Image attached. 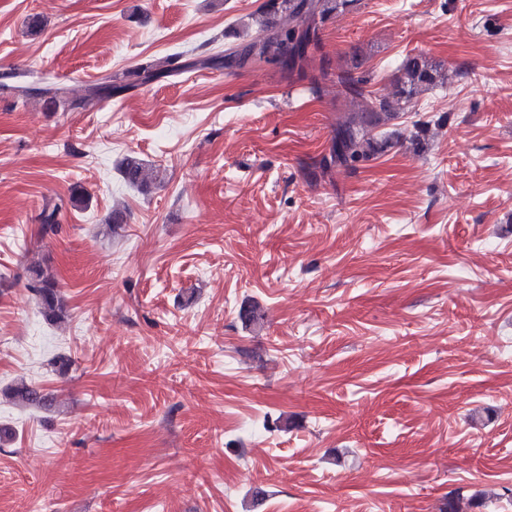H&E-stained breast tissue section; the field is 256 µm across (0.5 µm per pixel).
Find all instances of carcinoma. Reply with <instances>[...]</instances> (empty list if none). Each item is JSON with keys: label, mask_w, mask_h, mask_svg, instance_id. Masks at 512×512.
<instances>
[{"label": "carcinoma", "mask_w": 512, "mask_h": 512, "mask_svg": "<svg viewBox=\"0 0 512 512\" xmlns=\"http://www.w3.org/2000/svg\"><path fill=\"white\" fill-rule=\"evenodd\" d=\"M360 0H269L259 13L261 36L224 50V54L189 60L187 67L243 69L256 59L279 66L290 79L308 81L309 94L321 97L328 85L336 83L338 93L357 103L353 112L339 111L333 128L331 145L318 162L314 177H324L333 170H355L401 145L398 129L401 115L422 92L448 83V74L426 55L409 54L400 63L395 76V91L377 96L367 90L371 76L361 70V53L353 51L346 67L331 72L330 62L322 52L320 27L329 19L357 8ZM285 16L288 23L276 22ZM179 55H169L117 72L105 80L89 85L79 98L84 107H94L114 93L125 91L138 83L145 84L174 75L180 68L174 63ZM23 96L36 94L51 105L64 97L60 88L46 85L37 89L22 87ZM123 180L139 189L155 178L154 171L138 158L126 157L120 167ZM62 204H45L40 220L43 231L53 233L58 225ZM28 287L38 300L42 315L50 322L67 317V303L61 294L57 277L49 266H35ZM13 400L25 406H40L47 396L24 382L11 392Z\"/></svg>", "instance_id": "obj_1"}]
</instances>
